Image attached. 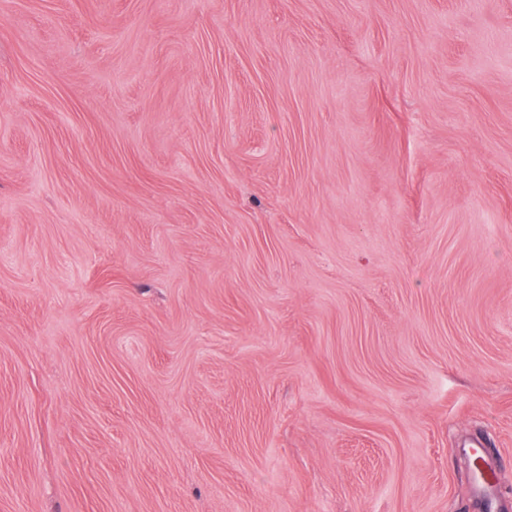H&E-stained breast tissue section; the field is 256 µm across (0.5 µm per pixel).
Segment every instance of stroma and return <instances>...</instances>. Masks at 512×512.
<instances>
[{
	"instance_id": "35a3bbf8",
	"label": "stroma",
	"mask_w": 512,
	"mask_h": 512,
	"mask_svg": "<svg viewBox=\"0 0 512 512\" xmlns=\"http://www.w3.org/2000/svg\"><path fill=\"white\" fill-rule=\"evenodd\" d=\"M512 502V0H0V512ZM480 442L472 445L476 459L477 470L473 471L472 494L477 499V505L482 512H503L509 510L502 497L497 493L496 470L493 456L490 451H482Z\"/></svg>"
}]
</instances>
